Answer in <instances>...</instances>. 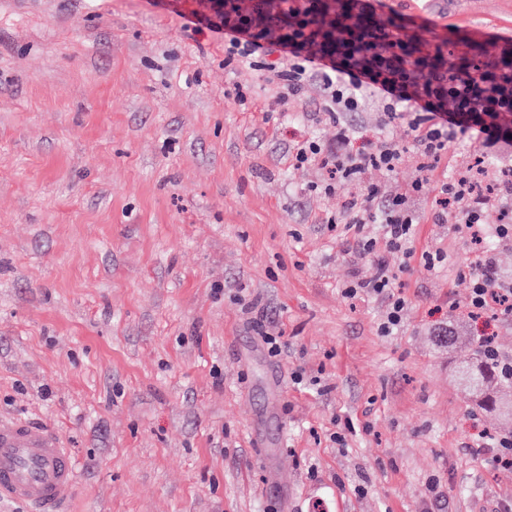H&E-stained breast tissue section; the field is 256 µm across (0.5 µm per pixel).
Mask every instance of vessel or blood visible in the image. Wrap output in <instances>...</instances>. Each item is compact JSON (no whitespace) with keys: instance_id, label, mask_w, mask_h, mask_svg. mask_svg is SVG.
<instances>
[{"instance_id":"1","label":"vessel or blood","mask_w":512,"mask_h":512,"mask_svg":"<svg viewBox=\"0 0 512 512\" xmlns=\"http://www.w3.org/2000/svg\"><path fill=\"white\" fill-rule=\"evenodd\" d=\"M77 464L59 435L25 422H0V498L32 512H61L77 487Z\"/></svg>"}]
</instances>
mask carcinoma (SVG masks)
<instances>
[{
	"label": "carcinoma",
	"mask_w": 512,
	"mask_h": 512,
	"mask_svg": "<svg viewBox=\"0 0 512 512\" xmlns=\"http://www.w3.org/2000/svg\"><path fill=\"white\" fill-rule=\"evenodd\" d=\"M467 371L470 373V380L459 378V381L469 390L470 396L476 404L487 411L499 414L504 418L512 417V400L500 394V388L512 379H505L492 358L490 351L479 344L472 349L471 357L458 364L455 373Z\"/></svg>",
	"instance_id": "1"
}]
</instances>
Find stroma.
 Wrapping results in <instances>:
<instances>
[{
	"instance_id": "stroma-1",
	"label": "stroma",
	"mask_w": 512,
	"mask_h": 512,
	"mask_svg": "<svg viewBox=\"0 0 512 512\" xmlns=\"http://www.w3.org/2000/svg\"><path fill=\"white\" fill-rule=\"evenodd\" d=\"M426 42L512 46L503 0H385ZM215 0H0V421L58 433L79 463L65 512H503L512 435L454 378L472 246L414 207L389 252L406 306L347 297L375 272L344 196L293 165L334 142L309 84L290 111L263 72L197 31ZM436 20L420 31L419 21ZM246 98L238 100L236 89ZM443 255L427 270L422 253ZM262 318L286 349L268 352Z\"/></svg>"
}]
</instances>
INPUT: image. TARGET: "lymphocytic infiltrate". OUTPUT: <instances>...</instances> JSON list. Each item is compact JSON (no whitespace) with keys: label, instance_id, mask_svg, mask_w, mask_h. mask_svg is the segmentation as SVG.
I'll use <instances>...</instances> for the list:
<instances>
[{"label":"lymphocytic infiltrate","instance_id":"obj_1","mask_svg":"<svg viewBox=\"0 0 512 512\" xmlns=\"http://www.w3.org/2000/svg\"><path fill=\"white\" fill-rule=\"evenodd\" d=\"M206 27L224 35L225 64H242L263 71L279 92L274 109L297 103L307 84L322 90L317 109L320 121L334 124L336 140L330 144L305 138L294 144L295 164L318 163L327 172L316 183L320 193L346 195L341 216H328L361 230L377 224L381 241L360 239L362 253L376 245L411 256L414 226L418 222L410 204L429 180L437 163L448 154V144L460 135H471L481 152L512 147V50L485 48L481 60L468 61L449 50L446 43L432 50L420 47V38L408 34L398 14L380 21L371 0H221L217 20ZM380 109L379 126L399 123L410 140L403 143L385 136L360 140L346 116L363 111L369 98ZM413 154L420 172L392 198H382L366 180L368 171H394L405 154ZM476 171H461L437 180L432 206L436 217L455 212L464 231L474 240L493 235L512 236V224L490 226L482 221L491 199L512 198V179L481 187ZM394 272L378 261L372 279L348 286L346 295L360 293L387 298L383 332L396 329L405 307L392 291ZM512 297V285L498 281L490 255L475 264L465 310L477 318Z\"/></svg>","mask_w":512,"mask_h":512}]
</instances>
